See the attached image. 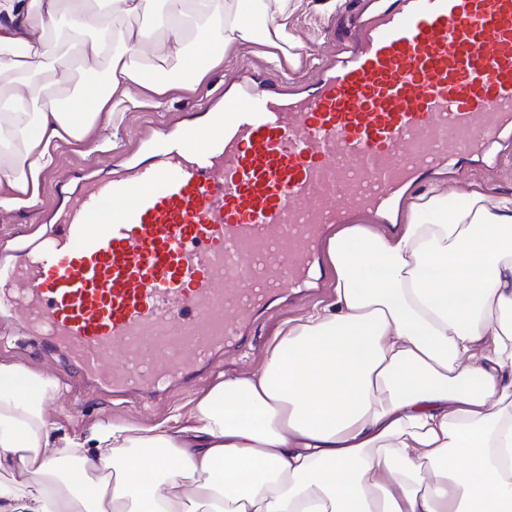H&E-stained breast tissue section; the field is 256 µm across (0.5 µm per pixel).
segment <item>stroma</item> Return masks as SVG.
<instances>
[{"label": "stroma", "mask_w": 512, "mask_h": 512, "mask_svg": "<svg viewBox=\"0 0 512 512\" xmlns=\"http://www.w3.org/2000/svg\"><path fill=\"white\" fill-rule=\"evenodd\" d=\"M337 19V13L316 7L297 13L290 21L291 28L301 38L297 54H312L321 58L331 56L336 50L332 28ZM268 51V46L261 42L242 46L225 57L194 88L167 93L163 105L159 107L155 106L153 95L141 92L136 87L131 88V95L140 98L142 104L137 109L125 112L118 130L106 128L82 139L57 142L52 147L54 164L40 176L36 201L11 212L0 213V250L9 251L11 260H18L21 247L35 243L47 232L48 226L41 218L42 213L59 202L61 192L73 184L80 169H104L109 150L127 147L142 125L170 120L175 114L195 109L206 97L223 92L240 65L269 66ZM334 295V288L329 285L319 295L297 299L288 310L270 311L259 324L253 345L226 357L217 372L203 379L195 388L188 391L173 388L148 405L116 402L95 387L79 385L65 352L47 350L41 339L20 330L9 336L0 335V361L48 376L62 386L63 397L48 404L62 432L86 431L105 420L153 426L167 421L175 410H189L196 400L224 377L259 371L279 325L285 320L303 316L313 306L331 303Z\"/></svg>", "instance_id": "35a3bbf8"}]
</instances>
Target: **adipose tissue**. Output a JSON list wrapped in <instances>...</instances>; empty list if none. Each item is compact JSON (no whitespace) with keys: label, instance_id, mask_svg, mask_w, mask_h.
<instances>
[{"label":"adipose tissue","instance_id":"adipose-tissue-1","mask_svg":"<svg viewBox=\"0 0 512 512\" xmlns=\"http://www.w3.org/2000/svg\"><path fill=\"white\" fill-rule=\"evenodd\" d=\"M309 3L0 0L17 71L0 95V212L36 195L52 144L116 121L131 87L161 97L241 44L299 46L288 21ZM116 12L153 16L155 35L114 31ZM55 27L109 80L71 91L69 64L42 51ZM326 254L334 302L284 321L258 373L216 383L173 431L58 434L61 387L0 362V512H512V196L434 185L395 234L349 226Z\"/></svg>","mask_w":512,"mask_h":512}]
</instances>
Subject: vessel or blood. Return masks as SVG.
<instances>
[{
    "mask_svg": "<svg viewBox=\"0 0 512 512\" xmlns=\"http://www.w3.org/2000/svg\"><path fill=\"white\" fill-rule=\"evenodd\" d=\"M341 56L251 73L71 193L0 270V320L89 385L163 396L246 348L278 300L320 287L327 227L394 223L416 184L491 168L512 142V0H378Z\"/></svg>",
    "mask_w": 512,
    "mask_h": 512,
    "instance_id": "obj_1",
    "label": "vessel or blood"
}]
</instances>
